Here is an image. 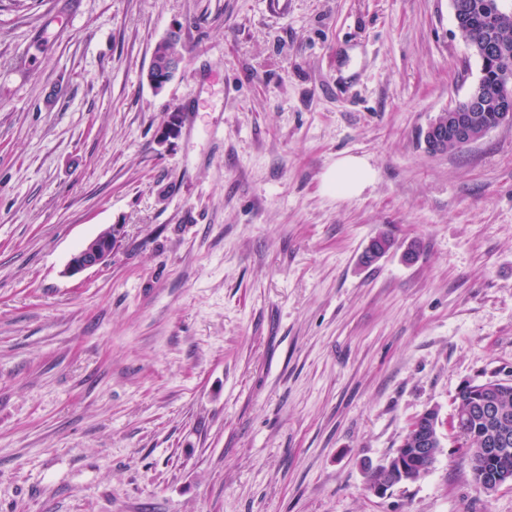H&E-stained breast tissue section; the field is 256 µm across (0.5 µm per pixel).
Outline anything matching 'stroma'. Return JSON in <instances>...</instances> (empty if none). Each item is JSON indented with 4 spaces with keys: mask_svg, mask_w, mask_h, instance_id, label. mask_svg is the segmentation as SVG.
Instances as JSON below:
<instances>
[{
    "mask_svg": "<svg viewBox=\"0 0 512 512\" xmlns=\"http://www.w3.org/2000/svg\"><path fill=\"white\" fill-rule=\"evenodd\" d=\"M479 73L448 0H0V512H512L362 470L512 382V125L421 139ZM167 45L164 42H159L153 52L152 60L156 67L159 68L160 62L166 58ZM183 61V56L174 54L168 56L161 68L157 69L155 75L150 78V83L156 91H161L164 86L172 80L177 73L180 64ZM375 170L367 159L344 155L324 175V185L336 195L353 198L359 196L375 179ZM120 232L121 228L116 224L87 242L70 258L67 264V273L76 275L104 264L112 255Z\"/></svg>",
    "mask_w": 512,
    "mask_h": 512,
    "instance_id": "35a3bbf8",
    "label": "stroma"
}]
</instances>
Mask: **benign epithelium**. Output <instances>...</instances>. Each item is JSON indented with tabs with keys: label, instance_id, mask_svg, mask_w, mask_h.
<instances>
[{
	"label": "benign epithelium",
	"instance_id": "obj_1",
	"mask_svg": "<svg viewBox=\"0 0 512 512\" xmlns=\"http://www.w3.org/2000/svg\"><path fill=\"white\" fill-rule=\"evenodd\" d=\"M183 56L174 54L166 58L161 68L150 78L156 91H161L177 73ZM469 107L463 111L452 107L441 113L423 132V142L428 152L443 154L450 146H465L487 134L496 126L512 123V72L503 69L498 72L496 82L488 84L479 79L466 94ZM499 112L496 125L481 122L478 113L489 108ZM121 228L113 225L91 239L72 255L67 264V273L79 274L85 270L104 264L112 255V250L120 237ZM475 412L485 419L500 423L504 414L491 401V392H486L483 400L475 407ZM433 429L419 417L412 419L405 434L414 437L416 447L398 448L393 455L376 465L365 468L366 488L376 497L387 495L394 486L423 477L442 453L440 427L442 420L438 412L432 414ZM509 434L506 429L497 427L486 437L484 447L469 449L475 458L492 457L497 460V472L490 480L479 481L481 491L492 496L504 488L512 489V450L508 448Z\"/></svg>",
	"mask_w": 512,
	"mask_h": 512
}]
</instances>
